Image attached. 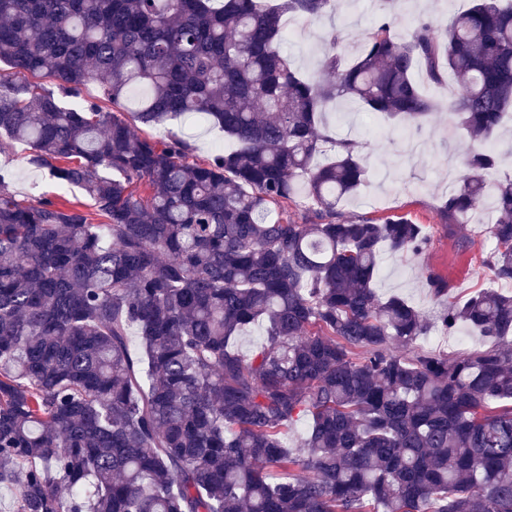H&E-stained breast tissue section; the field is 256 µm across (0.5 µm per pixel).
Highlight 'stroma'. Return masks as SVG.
<instances>
[{
    "label": "stroma",
    "mask_w": 512,
    "mask_h": 512,
    "mask_svg": "<svg viewBox=\"0 0 512 512\" xmlns=\"http://www.w3.org/2000/svg\"><path fill=\"white\" fill-rule=\"evenodd\" d=\"M469 3L470 0H340L336 13L323 19L291 17L283 48L301 71L311 74L326 49L323 36L334 25L343 27V51L351 60L362 52L367 30L379 18L394 19L403 26L409 18L427 14L443 24ZM425 90L437 103V111L422 125L408 127L402 135L392 133L366 112L327 115V128L333 137L358 142L368 170L364 186L341 202L337 217L343 221H381L404 216L427 227L429 241L421 252H382L376 291L383 298L406 299L430 322L429 331L420 340L423 347L463 356L485 349L486 340L461 326L449 334L441 332L435 324L439 312L448 300L462 301L492 286L511 295L512 283H493L483 264L493 247L485 232L493 219L491 201H484L470 223L459 227L460 234L472 242L469 249L460 250L457 236L448 235L443 229L438 206L462 171L468 143L446 108L449 97L458 92L453 82L429 84ZM163 129L166 135L189 142L198 161L207 160L215 150L228 146L223 131L208 121L195 124L181 117L166 122ZM30 154L29 146L23 143L0 150V173L6 174L10 193L21 200L47 198L92 210L93 203L81 188L58 184L47 169L31 164ZM430 270L453 283L451 299L434 297L426 282Z\"/></svg>",
    "instance_id": "obj_1"
}]
</instances>
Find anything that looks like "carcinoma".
Returning a JSON list of instances; mask_svg holds the SVG:
<instances>
[{
  "label": "carcinoma",
  "mask_w": 512,
  "mask_h": 512,
  "mask_svg": "<svg viewBox=\"0 0 512 512\" xmlns=\"http://www.w3.org/2000/svg\"><path fill=\"white\" fill-rule=\"evenodd\" d=\"M335 0H0V143L81 187L102 222L0 189V487L13 512H512V296L482 289L439 315L488 341L415 348L428 325L378 296L382 249L425 227L338 221L365 181L339 104L403 128L433 109L415 80L451 79L470 141L440 212L467 224L493 190L484 263L512 282V178L488 142L512 117V0H472L442 25L390 21L353 61L312 78L283 49L285 15ZM57 81L47 88L39 80ZM92 81L123 119L61 104ZM186 113L236 148L204 163L141 127ZM334 155L322 164L315 158ZM310 200L301 220L271 207ZM435 297L453 285L431 271ZM265 325L249 357L231 340ZM139 331L143 355L130 349ZM400 345L399 354L393 346ZM309 420L303 447L284 430Z\"/></svg>",
  "instance_id": "carcinoma-1"
}]
</instances>
